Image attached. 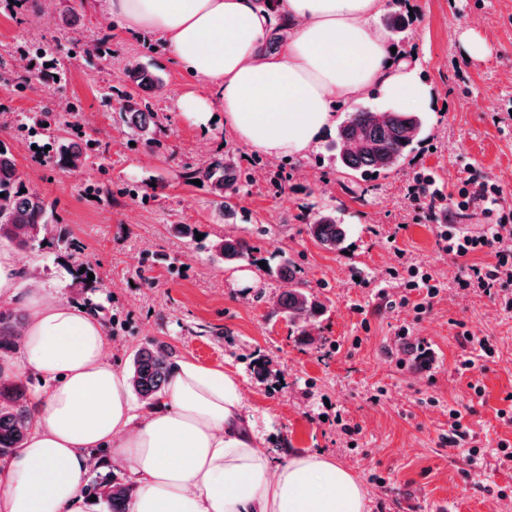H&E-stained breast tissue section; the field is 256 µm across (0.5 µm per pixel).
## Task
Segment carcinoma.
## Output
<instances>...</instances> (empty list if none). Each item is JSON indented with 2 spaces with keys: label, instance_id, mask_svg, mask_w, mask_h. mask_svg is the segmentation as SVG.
<instances>
[{
  "label": "carcinoma",
  "instance_id": "carcinoma-1",
  "mask_svg": "<svg viewBox=\"0 0 512 512\" xmlns=\"http://www.w3.org/2000/svg\"><path fill=\"white\" fill-rule=\"evenodd\" d=\"M124 83L137 89L160 91L164 86L161 76L149 72L141 65H133L124 73ZM122 102L124 115L135 135L145 144L156 141L160 117L145 97L134 98L130 91L117 94ZM51 113L29 125H17L19 137L25 138L34 131L49 132ZM422 121L411 112H377L359 107L349 113L346 121L336 132V158L339 166L356 177L367 178L396 168L411 151L419 137ZM96 152L91 140L81 146H71L59 152L57 163L69 170L79 169ZM284 168L268 170L267 164L254 163L248 168L236 165L229 155L206 166L192 170L191 176L209 186L216 197L217 216L224 220L227 212L237 206L240 185L252 183L259 177L273 182L282 179ZM25 188L19 174L12 149L0 143V240L21 249H34L49 240L73 252L79 245L65 227L53 222V211L45 198L36 192H21ZM306 224L309 234L323 248L339 251L347 239V228L336 223L334 213L323 211L314 216L298 215ZM212 251L233 264L250 258L253 246L242 238L226 236L211 245ZM278 310L288 321L306 333V327L321 315L323 304L316 295L296 282L277 299ZM18 317L12 311L0 310V365L3 354L11 351L19 336ZM172 352L154 342L140 347L133 358L130 382L132 390L142 400H150L162 393L171 370ZM34 407L26 386L17 378L0 373V458L12 455L22 447L32 425ZM86 497L94 496L101 501L107 512H128L130 490L111 479L93 480L85 488Z\"/></svg>",
  "mask_w": 512,
  "mask_h": 512
}]
</instances>
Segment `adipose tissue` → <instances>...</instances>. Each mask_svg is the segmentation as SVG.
<instances>
[{
    "instance_id": "obj_1",
    "label": "adipose tissue",
    "mask_w": 512,
    "mask_h": 512,
    "mask_svg": "<svg viewBox=\"0 0 512 512\" xmlns=\"http://www.w3.org/2000/svg\"><path fill=\"white\" fill-rule=\"evenodd\" d=\"M131 31L156 35L208 95L179 106L207 125L214 110L253 150L303 156L336 123L337 104L370 87L409 108L426 104L414 60L392 53L379 24L388 0H90ZM288 37L262 44L278 20ZM0 302L27 320L11 373L51 385L35 397L28 439L0 467V512H80L90 449H109L139 482L130 512H366L368 492L336 459L299 453L273 463L259 447L237 375L175 360L163 397L138 409L126 372L108 358L98 314L23 274L0 244Z\"/></svg>"
}]
</instances>
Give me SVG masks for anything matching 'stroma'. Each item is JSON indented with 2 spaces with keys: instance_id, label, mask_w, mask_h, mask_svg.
Instances as JSON below:
<instances>
[{
  "instance_id": "stroma-1",
  "label": "stroma",
  "mask_w": 512,
  "mask_h": 512,
  "mask_svg": "<svg viewBox=\"0 0 512 512\" xmlns=\"http://www.w3.org/2000/svg\"><path fill=\"white\" fill-rule=\"evenodd\" d=\"M402 12L412 21L391 32V42L416 57L415 76L430 95L418 111L416 150L389 174L356 182L327 134L289 159L282 186H242L234 216L220 224L212 194L190 183L189 169L227 151L244 165L252 151L222 122L204 127L183 113L177 100L194 83L165 49L147 33L110 29L89 0H0V141L12 147L26 186L54 203L95 285L70 274L65 249L18 256L28 276L99 313L113 364L129 368L134 351L156 341L174 358L235 371L263 448L278 461L297 453L336 458L367 488L368 512H512V462L498 460L499 442L512 443V313L456 283L494 256L442 251L438 218L408 195L416 176L427 175L452 206L478 174L512 199V0H409ZM105 37L111 55L82 53ZM473 39L483 55L469 54ZM47 62L54 77L38 71ZM135 63L165 82L153 98L163 116L157 148L136 141L109 96ZM48 109L68 111L72 138L98 140V158L81 172L46 163L55 139L17 141V122ZM143 183L156 184V200L121 192ZM89 184L96 196L86 193ZM326 209L348 227L343 250L322 248L296 219ZM177 224L191 225L202 241L176 235ZM227 234L253 245L249 260L227 264L208 251ZM285 258L324 305L307 337L275 308L288 287L278 271ZM239 270L251 279L236 280ZM417 271L441 288L421 311L420 295L406 288ZM404 295L410 303L402 307ZM465 330L488 337L494 358L461 369L471 358L460 341ZM417 344L433 352L427 367L415 361ZM264 357L272 365L261 373L255 363ZM452 408L483 451L476 470L467 468L466 448L441 442ZM345 423L359 432H343Z\"/></svg>"
}]
</instances>
